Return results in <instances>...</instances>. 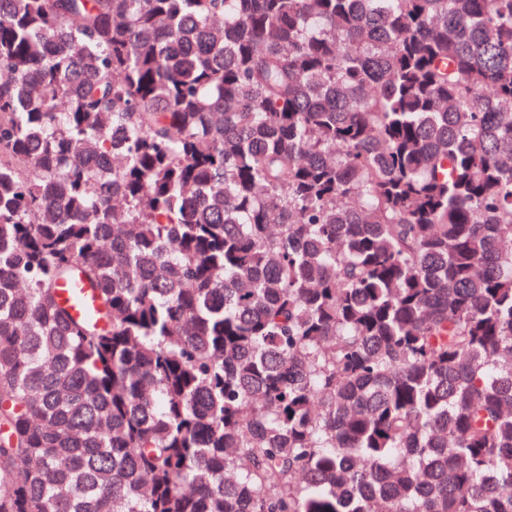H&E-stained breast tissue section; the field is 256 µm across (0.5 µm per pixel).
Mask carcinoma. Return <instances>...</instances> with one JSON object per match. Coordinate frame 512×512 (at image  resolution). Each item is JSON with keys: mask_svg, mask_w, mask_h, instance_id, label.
<instances>
[{"mask_svg": "<svg viewBox=\"0 0 512 512\" xmlns=\"http://www.w3.org/2000/svg\"><path fill=\"white\" fill-rule=\"evenodd\" d=\"M0 512H512V0H0ZM58 294L62 300L70 304L71 313L76 319L89 317L92 308L95 307L94 293L78 277L62 282Z\"/></svg>", "mask_w": 512, "mask_h": 512, "instance_id": "1", "label": "carcinoma"}]
</instances>
